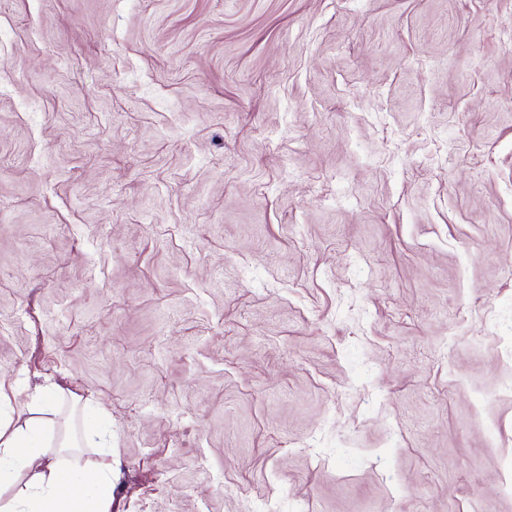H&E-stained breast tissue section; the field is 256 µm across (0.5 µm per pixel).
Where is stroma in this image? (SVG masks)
I'll return each mask as SVG.
<instances>
[{"mask_svg":"<svg viewBox=\"0 0 512 512\" xmlns=\"http://www.w3.org/2000/svg\"><path fill=\"white\" fill-rule=\"evenodd\" d=\"M113 512H512V0H0V389Z\"/></svg>","mask_w":512,"mask_h":512,"instance_id":"35a3bbf8","label":"stroma"}]
</instances>
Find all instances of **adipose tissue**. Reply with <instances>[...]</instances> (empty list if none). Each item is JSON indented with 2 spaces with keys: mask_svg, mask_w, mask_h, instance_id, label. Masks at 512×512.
Returning a JSON list of instances; mask_svg holds the SVG:
<instances>
[{
  "mask_svg": "<svg viewBox=\"0 0 512 512\" xmlns=\"http://www.w3.org/2000/svg\"><path fill=\"white\" fill-rule=\"evenodd\" d=\"M64 392L36 390L22 413L0 416V512H112V434L94 419L61 435ZM97 448L99 460L68 465L66 448Z\"/></svg>",
  "mask_w": 512,
  "mask_h": 512,
  "instance_id": "obj_1",
  "label": "adipose tissue"
}]
</instances>
